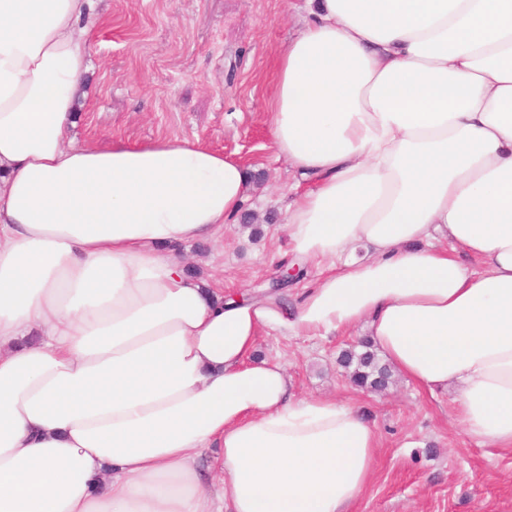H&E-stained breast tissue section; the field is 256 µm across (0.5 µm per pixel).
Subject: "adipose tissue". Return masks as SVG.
<instances>
[{
  "mask_svg": "<svg viewBox=\"0 0 512 512\" xmlns=\"http://www.w3.org/2000/svg\"><path fill=\"white\" fill-rule=\"evenodd\" d=\"M305 11L268 112L290 251L319 269L290 303L186 272L253 189L239 160L75 142L94 0H0V512H351L377 435L297 397L263 332L365 327L512 447V0Z\"/></svg>",
  "mask_w": 512,
  "mask_h": 512,
  "instance_id": "1",
  "label": "adipose tissue"
}]
</instances>
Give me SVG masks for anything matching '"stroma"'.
<instances>
[{
    "instance_id": "obj_1",
    "label": "stroma",
    "mask_w": 512,
    "mask_h": 512,
    "mask_svg": "<svg viewBox=\"0 0 512 512\" xmlns=\"http://www.w3.org/2000/svg\"><path fill=\"white\" fill-rule=\"evenodd\" d=\"M302 0H104L89 45L81 143L200 140L250 170L246 217L220 240L183 249L225 294L271 287L290 262L285 203L293 175L267 127L276 58L302 25ZM363 329L326 336L261 334L260 357L286 364L297 396L358 405L380 447L352 512H512V449L478 446L456 418V394L404 378L355 387L339 359Z\"/></svg>"
}]
</instances>
